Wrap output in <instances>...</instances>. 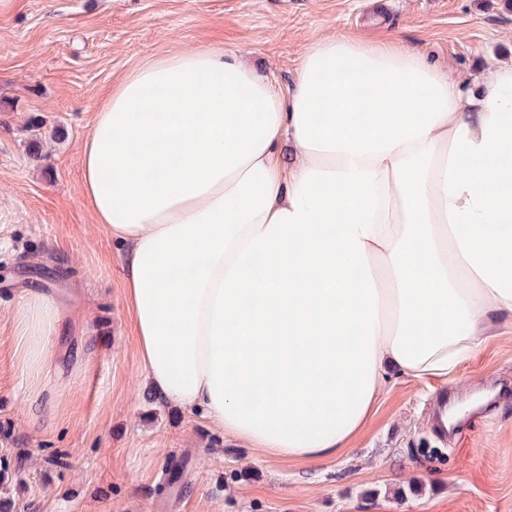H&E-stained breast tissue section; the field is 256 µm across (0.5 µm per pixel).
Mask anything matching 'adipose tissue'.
<instances>
[{
    "label": "adipose tissue",
    "mask_w": 512,
    "mask_h": 512,
    "mask_svg": "<svg viewBox=\"0 0 512 512\" xmlns=\"http://www.w3.org/2000/svg\"><path fill=\"white\" fill-rule=\"evenodd\" d=\"M81 164L153 392L267 454L336 455L387 369L446 375L512 315V62L328 37L283 91L170 51L113 86ZM61 315L29 292L35 363Z\"/></svg>",
    "instance_id": "ef3b65f1"
}]
</instances>
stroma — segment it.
Here are the masks:
<instances>
[{
    "label": "stroma",
    "mask_w": 512,
    "mask_h": 512,
    "mask_svg": "<svg viewBox=\"0 0 512 512\" xmlns=\"http://www.w3.org/2000/svg\"><path fill=\"white\" fill-rule=\"evenodd\" d=\"M396 37L454 73L512 60L504 0H0V499L15 512H512V320L445 377L390 373L364 427L317 461L262 454L154 396L123 256L81 194L113 85L221 45L280 88L312 42ZM59 303L27 361L29 289Z\"/></svg>",
    "instance_id": "stroma-1"
}]
</instances>
